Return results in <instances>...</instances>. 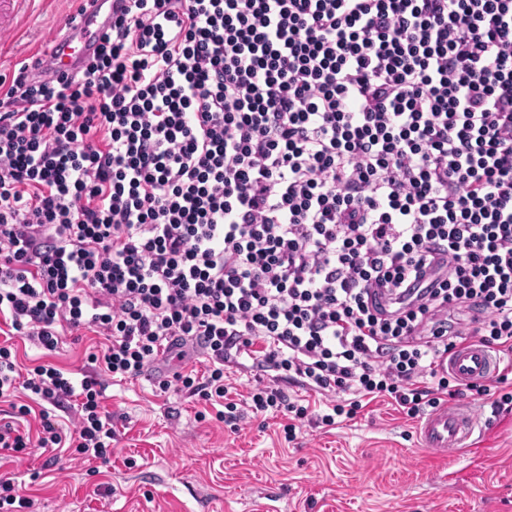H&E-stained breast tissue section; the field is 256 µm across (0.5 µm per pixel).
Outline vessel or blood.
Instances as JSON below:
<instances>
[{"label":"vessel or blood","instance_id":"obj_1","mask_svg":"<svg viewBox=\"0 0 512 512\" xmlns=\"http://www.w3.org/2000/svg\"><path fill=\"white\" fill-rule=\"evenodd\" d=\"M25 0H0V45L16 35V17ZM85 11L73 24V35L52 43L48 55L57 69L74 67L77 57L72 49L73 40L90 43L95 33L108 20L103 7L108 0H83ZM445 365L454 377L464 382H481L494 376L499 368L497 355L489 348L469 342L458 346L447 358ZM476 420L472 412L462 405L438 407L419 426V437L424 448L441 456H455L466 448L475 432Z\"/></svg>","mask_w":512,"mask_h":512}]
</instances>
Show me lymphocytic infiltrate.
<instances>
[{
    "label": "lymphocytic infiltrate",
    "mask_w": 512,
    "mask_h": 512,
    "mask_svg": "<svg viewBox=\"0 0 512 512\" xmlns=\"http://www.w3.org/2000/svg\"><path fill=\"white\" fill-rule=\"evenodd\" d=\"M95 42L78 72L37 58L0 90L15 335H104L120 379L198 351L207 375L158 387L232 427L224 368L250 359L327 396L315 414L254 388L291 438L379 397L413 419L463 397L444 361L468 341L512 375V0H124ZM102 399L0 344L1 450L109 462Z\"/></svg>",
    "instance_id": "1"
}]
</instances>
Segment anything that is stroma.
<instances>
[{
    "label": "stroma",
    "mask_w": 512,
    "mask_h": 512,
    "mask_svg": "<svg viewBox=\"0 0 512 512\" xmlns=\"http://www.w3.org/2000/svg\"><path fill=\"white\" fill-rule=\"evenodd\" d=\"M75 0H35L7 52L0 79L31 61L65 31ZM101 339L65 337L55 352L17 341L21 367L50 364L92 373L88 360ZM171 365H154L121 382L102 376L103 403L116 439L108 464L63 456L47 466L40 448L0 460L35 500L37 512H512V412L491 416L489 396L461 403L478 427L461 458L422 448L418 420L389 400L371 402L355 421L304 425L284 438L276 417H245L231 430L185 393L157 392Z\"/></svg>",
    "instance_id": "1"
}]
</instances>
